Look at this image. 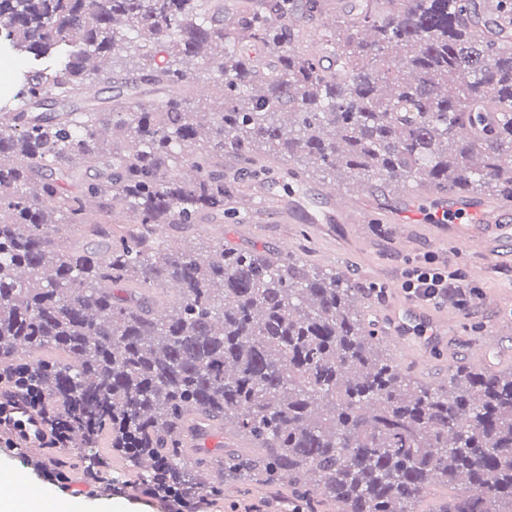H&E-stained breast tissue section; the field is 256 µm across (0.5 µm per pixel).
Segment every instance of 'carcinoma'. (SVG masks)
<instances>
[{"instance_id":"carcinoma-1","label":"carcinoma","mask_w":512,"mask_h":512,"mask_svg":"<svg viewBox=\"0 0 512 512\" xmlns=\"http://www.w3.org/2000/svg\"><path fill=\"white\" fill-rule=\"evenodd\" d=\"M332 0H0V50L39 61L0 126V364L40 376L59 422L149 462L135 481L191 498L230 481L336 512H512V372L455 369L419 386L378 349L357 308L373 292L292 253L217 242L173 253L163 233L236 220L237 198L278 164L512 203V0H351L325 55L304 20ZM162 66L100 73L125 44ZM218 66L224 97L199 104L179 66ZM155 87L112 110L85 91ZM468 123L475 137L458 127ZM238 167L224 171V156ZM187 163L194 178L176 168ZM98 179L73 192L77 168ZM126 204L116 209L113 201ZM108 238V258L73 234ZM180 286L168 308L157 289ZM236 420L261 452L186 453L191 433Z\"/></svg>"}]
</instances>
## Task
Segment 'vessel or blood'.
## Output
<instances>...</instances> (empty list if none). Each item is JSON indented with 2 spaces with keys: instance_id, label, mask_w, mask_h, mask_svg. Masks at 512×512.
<instances>
[{
  "instance_id": "obj_1",
  "label": "vessel or blood",
  "mask_w": 512,
  "mask_h": 512,
  "mask_svg": "<svg viewBox=\"0 0 512 512\" xmlns=\"http://www.w3.org/2000/svg\"><path fill=\"white\" fill-rule=\"evenodd\" d=\"M329 224H366L385 222L403 225L406 212H413L432 226L440 242H478L484 245L490 258L512 263V213L494 203L456 194L436 200L422 197L417 189H408L401 204L382 202L370 189H360L346 195L340 190L324 186L316 190ZM390 343L396 350L418 366H426V359L412 353L410 342L399 317L390 320ZM0 424L28 445H37L43 432L39 416L25 407L14 408L12 414L0 417ZM0 493L22 502L30 488L23 473L15 471L0 480Z\"/></svg>"
}]
</instances>
